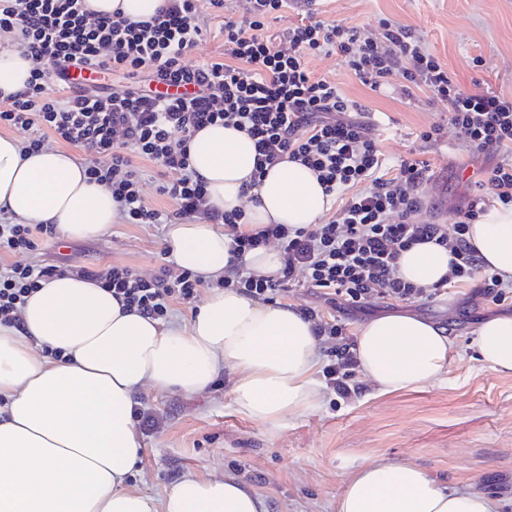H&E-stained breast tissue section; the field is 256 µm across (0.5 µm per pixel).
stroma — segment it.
<instances>
[{
	"label": "stroma",
	"instance_id": "stroma-1",
	"mask_svg": "<svg viewBox=\"0 0 512 512\" xmlns=\"http://www.w3.org/2000/svg\"><path fill=\"white\" fill-rule=\"evenodd\" d=\"M314 9L319 19L354 27L363 39L378 36L382 18L410 27L464 89L512 94V0H316ZM309 66L374 114L373 134L387 166L418 158L436 171V183L422 187L426 218L455 223L459 209L479 200L473 179L461 178V170L487 171L504 156H473L448 120L447 103L425 90L405 95L396 79L384 93H373L334 53L312 57ZM434 124L442 127L440 138L423 140ZM167 231L164 224L119 223L96 239L41 237L36 250L0 255V267L114 264L149 275L171 262L163 253ZM274 301L334 316L352 338L363 323L388 314L437 323L453 342L447 367L437 381L395 393H379L363 378L358 393L346 400L325 390L315 408L288 419L273 435L237 413L227 372L190 397L144 389L139 408L165 425L141 431L143 455L132 487L159 496L188 474L225 476L265 497L269 512H336L348 478L371 460L391 457L419 465L442 484L482 490L499 501L500 512H512V374L483 365L469 346L483 321L512 315V293L497 302L463 285L425 304L381 300L353 313L307 287Z\"/></svg>",
	"mask_w": 512,
	"mask_h": 512
}]
</instances>
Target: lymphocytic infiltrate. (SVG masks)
<instances>
[{"label": "lymphocytic infiltrate", "instance_id": "1", "mask_svg": "<svg viewBox=\"0 0 512 512\" xmlns=\"http://www.w3.org/2000/svg\"><path fill=\"white\" fill-rule=\"evenodd\" d=\"M84 0H0V32L13 34L28 55L42 60L25 90L0 99V127L28 132L25 149L38 151L55 141L85 150V173L107 186L130 224H174L199 218L224 225L237 262L217 280L259 300L307 286L360 310L374 299L421 302L447 288L478 282L484 295L504 300L505 282L482 273L467 240L470 224L485 212L474 203L460 210L455 224L421 220L426 202L421 186L430 164L402 159L394 175L381 174L382 158L362 107L335 84L316 76L310 57L339 54L357 79L382 92L400 78L404 93L427 90L446 101L448 117L462 143L475 154L511 152L512 96L459 85L425 40L410 28L380 20L372 40L354 28L329 25L307 13L282 36L266 32L267 20L287 0H246L245 17L225 16L224 0H166L148 21L120 15H92ZM221 18L224 54L198 66L186 52L203 35L202 8ZM92 69L89 87L72 70ZM128 81L108 90V75ZM221 123L246 132L255 147V177L291 160L317 172L327 193L352 190V197L327 221L292 228L270 224L239 232L243 211L222 212L208 203L206 185L191 170L188 144L195 132ZM150 162L159 174L178 178L160 191L174 209L151 207L143 197L141 174L133 158ZM448 249L447 275L430 286L405 281L398 260L419 242ZM277 244L282 267L277 277L257 275L239 265L244 254ZM100 282L125 306L154 319L173 303H189L200 293L192 273L170 266L144 275L126 266L70 269L64 265H11L0 269V324L15 326L22 308L42 283L67 275ZM329 357L322 370L328 389L343 399L357 390L354 342L343 341L344 327L315 309L305 311Z\"/></svg>", "mask_w": 512, "mask_h": 512}]
</instances>
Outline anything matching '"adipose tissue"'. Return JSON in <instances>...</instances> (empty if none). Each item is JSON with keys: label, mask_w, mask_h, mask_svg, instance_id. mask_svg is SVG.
Instances as JSON below:
<instances>
[{"label": "adipose tissue", "mask_w": 512, "mask_h": 512, "mask_svg": "<svg viewBox=\"0 0 512 512\" xmlns=\"http://www.w3.org/2000/svg\"><path fill=\"white\" fill-rule=\"evenodd\" d=\"M35 66L0 33V91L23 90ZM254 144L215 124L189 144V165L210 205L244 212L248 230L319 223L331 209L316 174L283 161L252 184ZM0 216L14 224H52L67 240L103 235L120 220L111 190L88 181L69 151L26 153L0 134ZM467 239L486 269L512 277V208L493 207ZM175 264L208 281L222 277L230 239L206 222L171 225ZM450 255L435 243L402 252L400 275L418 285L447 275ZM17 327L0 325V512H268L262 496L231 478L188 476L162 496L132 489L142 445L133 407L146 387L187 396L221 370L233 378L237 412L267 433L322 399L312 324L296 307L260 302L228 288L209 295L188 325L167 327L123 306L100 283L71 275L32 293ZM452 345L444 328L389 314L358 335L360 369L381 392L433 383ZM471 345L492 370L512 374V315L483 322ZM475 489L442 486L427 470L378 458L346 482L336 512H496Z\"/></svg>", "instance_id": "ef3b65f1"}]
</instances>
